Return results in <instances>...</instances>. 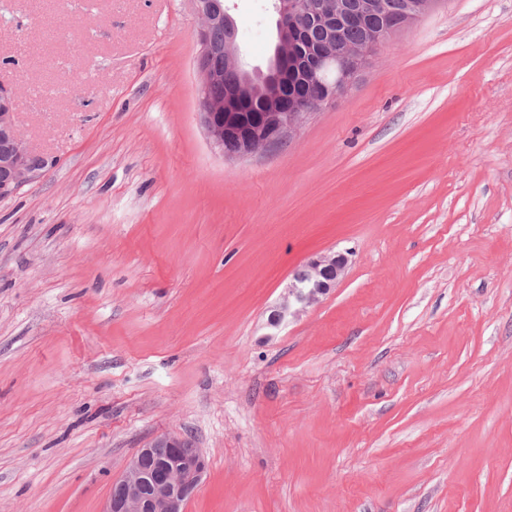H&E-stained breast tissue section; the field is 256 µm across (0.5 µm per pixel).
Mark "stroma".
I'll return each mask as SVG.
<instances>
[{
	"label": "stroma",
	"mask_w": 512,
	"mask_h": 512,
	"mask_svg": "<svg viewBox=\"0 0 512 512\" xmlns=\"http://www.w3.org/2000/svg\"><path fill=\"white\" fill-rule=\"evenodd\" d=\"M226 5L265 67L270 0ZM199 26L190 0H0L48 161L0 200V512H103L162 434L206 458L185 512H512V0H443L246 160L199 122ZM348 255V252H326L311 257L294 275L281 302L271 313V324L278 325L286 317L300 314L335 288L349 264Z\"/></svg>",
	"instance_id": "obj_1"
}]
</instances>
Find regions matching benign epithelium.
Wrapping results in <instances>:
<instances>
[{"label": "benign epithelium", "mask_w": 512, "mask_h": 512, "mask_svg": "<svg viewBox=\"0 0 512 512\" xmlns=\"http://www.w3.org/2000/svg\"><path fill=\"white\" fill-rule=\"evenodd\" d=\"M200 20L196 59L199 77V119L210 147L225 158L244 159L269 151L289 139L303 119L323 107L338 102L358 80L372 56L398 30L424 16L436 0H403L402 21L394 28L367 32L364 42L347 47L341 54L325 53L309 65L311 80L321 86L319 98L309 104L285 97L276 89L283 67L296 66L293 33L306 21L322 29L327 39L336 40V28L356 24L365 14H381L386 0H359L353 9L338 0H275L276 39L274 56L266 68L242 69L236 47V27L222 0H192ZM213 27L225 31L224 42L209 38ZM224 56L228 70L238 78L224 87V111L206 102V92L224 82V73L210 66V59ZM266 94L261 112L249 111L256 93ZM14 91L0 83V200L14 195L22 185L38 175L47 164L31 152L19 138L13 109ZM349 264L346 253L326 252L311 257L294 275L281 302L270 315L277 325L314 305L335 287ZM156 459V468L147 471L142 462ZM206 469L204 456L193 441L184 436L163 434L140 449L118 480L121 494H111L104 512H184L189 492L198 487Z\"/></svg>", "instance_id": "7a95c632"}]
</instances>
